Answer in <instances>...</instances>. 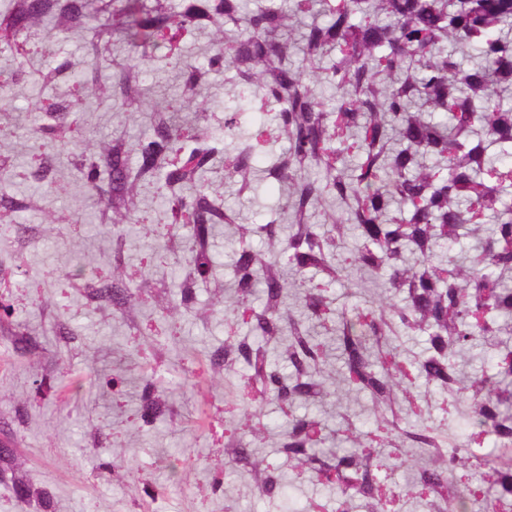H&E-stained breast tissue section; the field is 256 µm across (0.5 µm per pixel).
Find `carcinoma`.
<instances>
[{
  "instance_id": "carcinoma-1",
  "label": "carcinoma",
  "mask_w": 512,
  "mask_h": 512,
  "mask_svg": "<svg viewBox=\"0 0 512 512\" xmlns=\"http://www.w3.org/2000/svg\"><path fill=\"white\" fill-rule=\"evenodd\" d=\"M191 30L210 36L205 64L175 41ZM73 33L85 39L93 68L112 71L110 83L72 78L66 60L30 69L46 45ZM161 48L182 80L171 110L145 107L143 68ZM462 56L477 62L466 67ZM0 59V88L69 82L63 94L31 98L26 130L44 148L75 143V179L96 201L100 223L129 222L150 195L185 225L186 237L175 233L168 246L184 309L214 281L215 225L241 242L265 240L264 249L237 252L228 282L231 311L251 316L250 334L224 346V371L242 372L244 412L259 422L248 438L225 436L226 475L251 479L280 501L279 512H297L287 474L261 458L245 472L233 466L260 447L263 408L276 402L282 448L336 497V512H400L415 499L426 512H473L467 487L448 501L457 470L478 476L482 505L512 499V163L500 161L512 156V0H182L177 9L171 0H0ZM221 69L241 91L219 125L199 96ZM268 105L278 108L288 149L259 168L250 126ZM93 107L139 113L151 134L102 136L84 125ZM221 170L238 196L255 200L273 183L285 202L251 223L210 194L211 174ZM55 172L44 152L24 176L49 187ZM17 176L0 156V224L41 208V198L9 192ZM470 237L472 253L453 252ZM354 271L359 287L376 291L363 307L339 309L330 288ZM133 284L119 233L112 282L86 293L123 307ZM9 317L1 308L0 332L24 353L28 327ZM417 335L422 352L404 351L400 337ZM331 341L345 394L370 399L358 441L336 437L355 428L347 412L335 429L316 413H296L330 396L323 362ZM477 343L493 351L492 364L465 380L455 358ZM418 380L436 396L435 422L411 391ZM141 396L140 420L151 424L166 403L151 382ZM15 454L0 443V484L27 500L29 484L5 466ZM404 456L426 466L389 488L370 483L373 470Z\"/></svg>"
}]
</instances>
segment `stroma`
Listing matches in <instances>:
<instances>
[{
    "label": "stroma",
    "instance_id": "1",
    "mask_svg": "<svg viewBox=\"0 0 512 512\" xmlns=\"http://www.w3.org/2000/svg\"><path fill=\"white\" fill-rule=\"evenodd\" d=\"M68 60L87 69L79 36L50 44L33 59L39 70ZM36 87H10L12 109L0 112V154L21 176L13 194L33 192L22 173L40 148L21 128ZM62 177L47 197L49 211L79 212L80 223L53 224L31 213L25 224H0V303L26 324L36 349L18 354L0 335V429L17 444L13 467L33 491H48L52 512H277L250 479L224 475V420L236 416L237 377L224 373L213 353L248 335L240 315L226 310L236 238L217 227L213 251L218 287H202L192 310H161L156 283H170L167 251L173 231L158 201L141 204V221L124 225L128 269L153 282L128 313L90 301L67 277L70 264L89 265L91 282L112 275V232L69 175L68 148L56 150ZM155 375L171 389L164 423L138 421L140 380ZM116 463L114 472L99 461ZM180 479H172L171 465Z\"/></svg>",
    "mask_w": 512,
    "mask_h": 512
}]
</instances>
